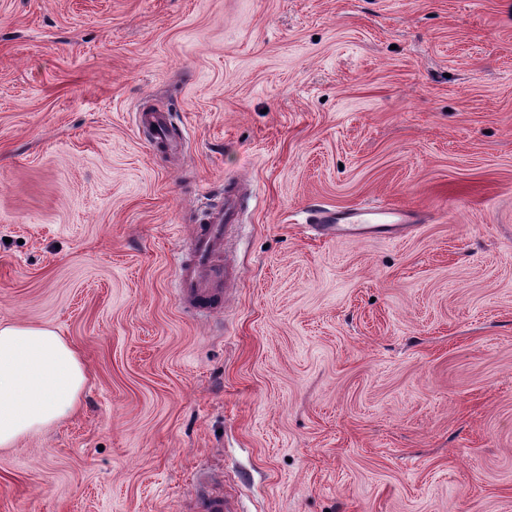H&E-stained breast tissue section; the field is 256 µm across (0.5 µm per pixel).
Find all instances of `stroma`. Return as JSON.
<instances>
[{
	"label": "stroma",
	"instance_id": "35a3bbf8",
	"mask_svg": "<svg viewBox=\"0 0 512 512\" xmlns=\"http://www.w3.org/2000/svg\"><path fill=\"white\" fill-rule=\"evenodd\" d=\"M376 205L413 229L310 230ZM0 319L87 374L0 512H512V0H0ZM139 124L140 125H148L153 127L156 133V140L158 143L164 145L165 147H173L176 144H173L171 138L167 133V123L165 116L160 112H143L139 114ZM238 186L224 187V208L213 211L210 224H198L191 257L182 262L180 293L182 299L201 313L211 314L224 308V296L211 288L213 276L221 269V254L228 232L236 224L239 213ZM191 512H241L240 504L234 495L204 487L194 499Z\"/></svg>",
	"mask_w": 512,
	"mask_h": 512
}]
</instances>
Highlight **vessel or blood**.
<instances>
[{"instance_id":"b4317fda","label":"vessel or blood","mask_w":512,"mask_h":512,"mask_svg":"<svg viewBox=\"0 0 512 512\" xmlns=\"http://www.w3.org/2000/svg\"><path fill=\"white\" fill-rule=\"evenodd\" d=\"M139 122L153 127L158 143L172 146L162 113H141ZM239 200L237 185L227 184L223 208L213 211L208 223L198 225L193 252L182 264L180 293L183 300L191 303L198 312L210 314L224 306V296L212 288L211 282L221 268V254L228 232L238 220ZM409 218L408 211L396 207H383L377 211L358 208L345 213L324 210L318 216L319 229L323 234L353 238L405 231ZM191 512H240V504L231 493L207 487L195 498Z\"/></svg>"}]
</instances>
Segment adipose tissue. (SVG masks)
<instances>
[{"instance_id": "ef3b65f1", "label": "adipose tissue", "mask_w": 512, "mask_h": 512, "mask_svg": "<svg viewBox=\"0 0 512 512\" xmlns=\"http://www.w3.org/2000/svg\"><path fill=\"white\" fill-rule=\"evenodd\" d=\"M85 382L78 351L56 331L0 320V449L75 412Z\"/></svg>"}]
</instances>
